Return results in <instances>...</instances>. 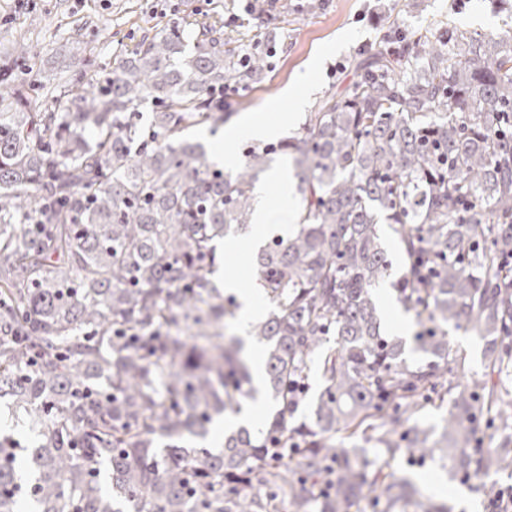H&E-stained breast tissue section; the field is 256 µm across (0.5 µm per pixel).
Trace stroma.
Returning <instances> with one entry per match:
<instances>
[{
    "instance_id": "obj_1",
    "label": "stroma",
    "mask_w": 512,
    "mask_h": 512,
    "mask_svg": "<svg viewBox=\"0 0 512 512\" xmlns=\"http://www.w3.org/2000/svg\"><path fill=\"white\" fill-rule=\"evenodd\" d=\"M406 33L445 36L450 25L465 24L482 36L512 32V5L506 0H288L280 10L271 0V21L245 14L241 0H0V59L10 57L12 31L27 13L43 18L35 42L45 60L46 74L77 65L85 49L99 46L100 70H110L116 56L130 52L157 29L179 25L195 40L200 24L235 32L243 44L275 47L264 81L239 92L225 105L238 116L276 119L293 106L309 111L329 92L347 91L357 78L362 44H377L381 32L370 24L371 10ZM313 85L301 103L286 91L300 89L301 77ZM403 472L433 502H448L453 512H489L474 482L462 483L433 464L404 467Z\"/></svg>"
}]
</instances>
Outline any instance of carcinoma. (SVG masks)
<instances>
[{
	"label": "carcinoma",
	"mask_w": 512,
	"mask_h": 512,
	"mask_svg": "<svg viewBox=\"0 0 512 512\" xmlns=\"http://www.w3.org/2000/svg\"><path fill=\"white\" fill-rule=\"evenodd\" d=\"M234 44L207 28L189 49L168 26L108 73L89 62L51 83L22 35L21 74L0 65V399L36 433L0 436V512H278L279 498L407 512L417 487L344 446L356 439L479 479L496 506L489 477L512 473V436L476 447L512 422L497 381L512 367V34L453 27L377 48L299 138L255 143L224 171L185 131L224 127L233 113L212 94L265 77L264 55L245 62ZM278 158L302 209L250 259L272 304L246 330L259 390L243 339L224 333L239 303L213 275ZM381 224L407 261L396 280ZM386 283L414 314L409 338L381 329ZM464 325L484 340L481 374L450 347ZM260 391L277 409L213 443ZM305 399L311 422L295 426ZM429 404L446 407L438 439L412 421Z\"/></svg>",
	"instance_id": "cac0c4a2"
}]
</instances>
